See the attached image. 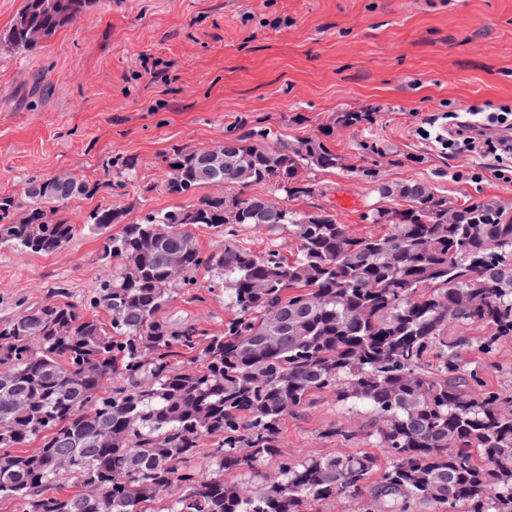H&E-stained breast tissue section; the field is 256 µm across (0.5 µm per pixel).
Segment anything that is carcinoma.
Masks as SVG:
<instances>
[{
  "label": "carcinoma",
  "mask_w": 512,
  "mask_h": 512,
  "mask_svg": "<svg viewBox=\"0 0 512 512\" xmlns=\"http://www.w3.org/2000/svg\"><path fill=\"white\" fill-rule=\"evenodd\" d=\"M101 4L23 0L0 43L34 52ZM229 141L221 168L201 148L162 155L169 195L216 184L224 193L129 224L112 206L85 216L112 264L89 308L49 298L0 322V500L15 512H151L164 491L165 512H312L358 493L374 468L364 455H281L284 416L332 391L351 410L368 406L369 436L392 459L373 494L384 512H512V391L485 389L459 363L469 341L448 335L484 327V351L512 340V203L457 204L421 182L378 181L379 205L362 216L370 230L353 236L327 210L277 201L319 191L307 172L338 164L322 142L270 148L252 132ZM97 189L64 173L33 177L18 220L19 200L0 195V244L65 248L77 225L64 209ZM196 225L224 242L203 249ZM253 225L287 232L294 257L238 239ZM202 272L224 283L233 311L220 334L162 317L172 291L200 287ZM470 294L480 305L462 303ZM356 308L360 322L349 317ZM275 309L282 325L269 339ZM206 438L215 443L205 463L190 465ZM31 440L35 452H12ZM60 454L70 468L55 466ZM272 458L277 475L258 473Z\"/></svg>",
  "instance_id": "obj_1"
}]
</instances>
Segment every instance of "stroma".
Segmentation results:
<instances>
[{
    "label": "stroma",
    "mask_w": 512,
    "mask_h": 512,
    "mask_svg": "<svg viewBox=\"0 0 512 512\" xmlns=\"http://www.w3.org/2000/svg\"><path fill=\"white\" fill-rule=\"evenodd\" d=\"M488 101L512 106V0H103L36 52L0 46V195L22 197L30 177L56 172L99 186L67 207L78 230L64 249L0 245V321L55 295L83 305L112 273L85 214L113 205L131 223L218 193L168 195L161 156L235 128L323 141L339 163L313 171L319 193L292 206L327 209L355 235L377 179L421 181L458 204L512 201V183L480 156L418 131L429 115ZM346 112L365 119L341 123ZM128 157L139 177L116 186L113 163ZM163 316L219 334L231 312L217 284L175 291ZM462 356L488 388L512 389V341ZM370 419L318 393L284 419L280 450L367 455L381 475L391 458L368 437ZM341 425L351 437L336 435Z\"/></svg>",
    "instance_id": "stroma-1"
}]
</instances>
